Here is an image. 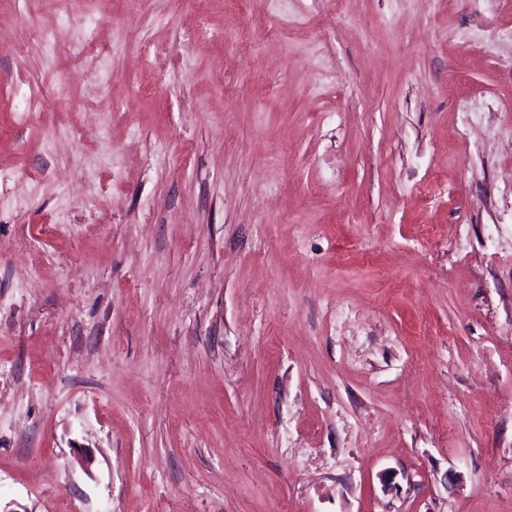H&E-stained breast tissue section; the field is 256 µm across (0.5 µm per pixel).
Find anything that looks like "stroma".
Returning <instances> with one entry per match:
<instances>
[{"label":"stroma","instance_id":"35a3bbf8","mask_svg":"<svg viewBox=\"0 0 512 512\" xmlns=\"http://www.w3.org/2000/svg\"><path fill=\"white\" fill-rule=\"evenodd\" d=\"M0 37V501L512 512V0Z\"/></svg>","mask_w":512,"mask_h":512}]
</instances>
